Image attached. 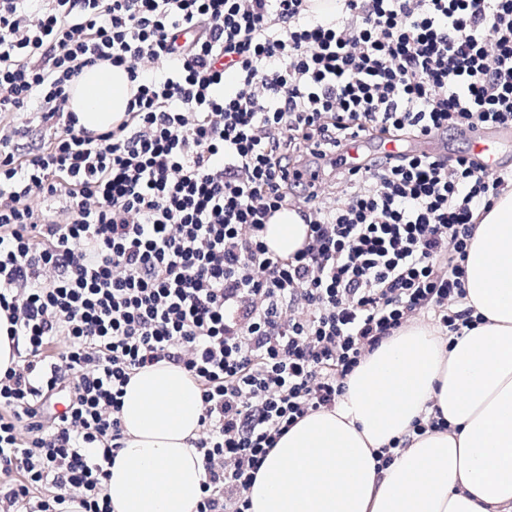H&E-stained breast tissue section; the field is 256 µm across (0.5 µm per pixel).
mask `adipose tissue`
I'll return each instance as SVG.
<instances>
[{"mask_svg": "<svg viewBox=\"0 0 512 512\" xmlns=\"http://www.w3.org/2000/svg\"><path fill=\"white\" fill-rule=\"evenodd\" d=\"M124 68L84 69L71 92L81 125L111 129L127 110ZM292 210L264 240L283 258L306 241ZM478 324L445 335L430 323L398 331L346 380L335 408L289 429L247 491L249 512H512V188L476 226L465 261ZM120 418L124 440L106 481L112 512H193L205 472L193 442L201 390L167 362L133 374ZM441 413L446 429L414 437L378 470L374 453Z\"/></svg>", "mask_w": 512, "mask_h": 512, "instance_id": "obj_1", "label": "adipose tissue"}]
</instances>
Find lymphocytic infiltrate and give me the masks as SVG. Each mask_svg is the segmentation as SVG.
Instances as JSON below:
<instances>
[{"label":"lymphocytic infiltrate","mask_w":512,"mask_h":512,"mask_svg":"<svg viewBox=\"0 0 512 512\" xmlns=\"http://www.w3.org/2000/svg\"><path fill=\"white\" fill-rule=\"evenodd\" d=\"M0 0V500L111 512L131 374L200 385L194 512H248L268 453L394 333L471 326L474 214L512 185L471 150L374 156L352 136L512 126V0ZM124 68L123 120L69 103L83 69ZM291 206L292 257L262 234ZM63 399L62 415L41 406ZM7 322L0 313V375H4L10 367L15 368L20 363V355L13 348L12 341L6 335Z\"/></svg>","instance_id":"obj_1"}]
</instances>
